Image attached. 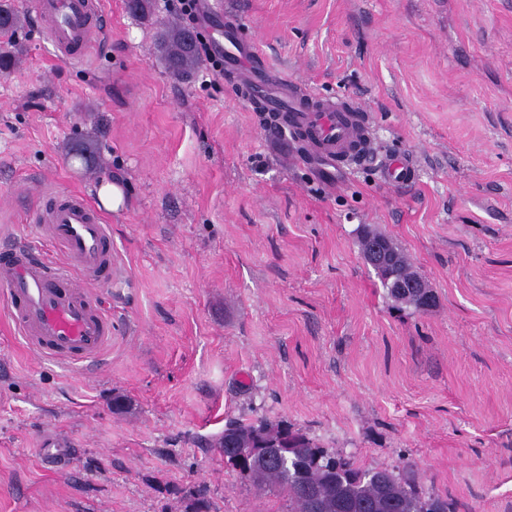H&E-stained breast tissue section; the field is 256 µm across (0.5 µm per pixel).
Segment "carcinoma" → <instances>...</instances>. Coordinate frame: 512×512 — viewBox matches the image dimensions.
<instances>
[{"mask_svg":"<svg viewBox=\"0 0 512 512\" xmlns=\"http://www.w3.org/2000/svg\"><path fill=\"white\" fill-rule=\"evenodd\" d=\"M23 18L10 0H0V74L11 72L23 53L15 37ZM158 52L175 77L189 76L199 63L196 35L183 25L169 24L156 35ZM389 258L376 275L387 296L400 307L418 311L434 299L430 284L420 288H395L415 273L407 254L391 239ZM221 449L224 469L264 493H284L288 512H451L448 500L420 494L414 466L395 473L368 467L323 447L288 419L243 422L228 419L224 429L206 439ZM183 512H212L207 487L183 492Z\"/></svg>","mask_w":512,"mask_h":512,"instance_id":"carcinoma-1","label":"carcinoma"}]
</instances>
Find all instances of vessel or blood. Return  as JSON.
I'll use <instances>...</instances> for the list:
<instances>
[{"label":"vessel or blood","mask_w":512,"mask_h":512,"mask_svg":"<svg viewBox=\"0 0 512 512\" xmlns=\"http://www.w3.org/2000/svg\"><path fill=\"white\" fill-rule=\"evenodd\" d=\"M46 39L66 58L81 59L103 31L95 0H34ZM224 75L252 107L273 114L298 134L307 155L349 169L371 156L367 113L349 101L304 95L261 57L256 44L227 20L224 39L212 44ZM44 238L59 246L64 261L52 263L26 246L0 254V287L10 316L29 349L66 364L98 360L112 340V320L93 284L112 280L110 228L96 209L72 190H52L33 213Z\"/></svg>","instance_id":"b4317fda"}]
</instances>
